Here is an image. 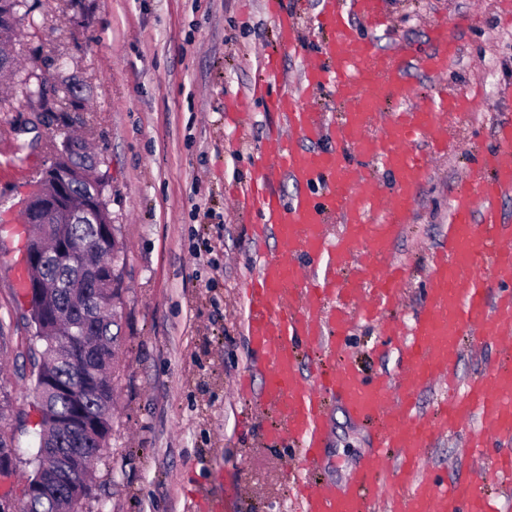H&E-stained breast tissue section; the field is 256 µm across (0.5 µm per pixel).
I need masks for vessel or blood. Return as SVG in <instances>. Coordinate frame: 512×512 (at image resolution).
I'll use <instances>...</instances> for the list:
<instances>
[{"label":"vessel or blood","instance_id":"vessel-or-blood-1","mask_svg":"<svg viewBox=\"0 0 512 512\" xmlns=\"http://www.w3.org/2000/svg\"><path fill=\"white\" fill-rule=\"evenodd\" d=\"M382 0H320L317 22L330 33L318 62L306 66L305 90H330L344 103L340 121L305 105L300 95L279 93L273 106L307 147L275 136L262 147L256 181L237 192L240 211L260 216L276 240L247 285L244 331L252 353L250 373L259 374V405L274 423L263 431L273 447L297 448L303 467H318L326 435V401L340 395L348 411L372 421L375 446L359 463L358 477L339 490L328 483L297 487V512H494L481 481H512V225L497 204L512 192V121L501 122L499 150L478 166L495 173L478 196L459 192L445 246L430 257V285L410 329L384 320L400 296L405 268L394 243L410 223L431 158L443 149L450 115L467 111L469 99L441 91L431 103L394 113L381 123V100L407 99L404 53L380 49L359 36L354 21L384 25ZM280 43L292 48L298 23L284 0H266ZM429 49L417 55L425 72H443L455 50L447 27L433 25ZM424 142L425 151L414 150ZM379 162L396 189L380 199L374 180L353 165L348 151ZM289 178L298 192L285 201L273 188ZM340 221L338 238L329 226ZM377 320L397 341L405 369L397 381L366 377L344 356L355 318ZM473 346L495 345L502 359L441 399L434 418L416 409L424 389L447 383L461 359L462 336ZM316 351L303 375L298 348ZM467 424L468 448L484 455L477 476L451 484L422 477L427 448L448 429ZM393 471L390 484L375 476Z\"/></svg>","mask_w":512,"mask_h":512}]
</instances>
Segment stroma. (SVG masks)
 Here are the masks:
<instances>
[{
    "mask_svg": "<svg viewBox=\"0 0 512 512\" xmlns=\"http://www.w3.org/2000/svg\"><path fill=\"white\" fill-rule=\"evenodd\" d=\"M264 0H43L37 35H22L21 67L50 78L47 58H62L83 83L84 109L37 117L22 88L0 109V161L23 158L40 172L50 165L48 139L59 131L87 140L99 155L109 209L127 248L121 316V369L112 407V436L94 466L95 482L80 512H295L298 455L271 447L245 415L255 402L238 393L248 358L245 282L274 238L252 240V217L233 202L256 174L258 154L286 129L269 100L247 114L231 102L278 53L280 75L296 87L306 58L327 35L316 23L317 0H285L299 38L281 48ZM387 27H360L378 47L428 48L433 24L447 25L459 54L443 76L408 68L413 101L439 86L472 95L468 112L448 124L444 156L432 159L414 217L394 252L408 268L393 314L411 325L428 278L427 258L443 241L452 198L477 187V156L498 149V124L512 119V0H383ZM23 242L0 223V390L9 397L16 470L0 493L22 500L37 446L36 369L28 355L35 327L14 282ZM210 260H196V247ZM348 353L365 375L389 377L404 367L396 345L384 344L376 322L356 320ZM320 480L344 486L372 446L367 428L341 400L328 407ZM466 431L446 432L426 453L427 471L444 482L477 470L464 452Z\"/></svg>",
    "mask_w": 512,
    "mask_h": 512,
    "instance_id": "obj_1",
    "label": "stroma"
}]
</instances>
